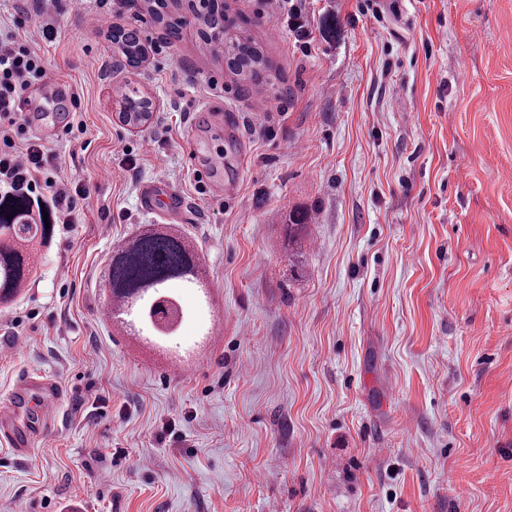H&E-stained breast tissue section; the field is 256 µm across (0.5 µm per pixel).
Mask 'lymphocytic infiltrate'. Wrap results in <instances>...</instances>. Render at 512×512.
Wrapping results in <instances>:
<instances>
[{"instance_id": "lymphocytic-infiltrate-1", "label": "lymphocytic infiltrate", "mask_w": 512, "mask_h": 512, "mask_svg": "<svg viewBox=\"0 0 512 512\" xmlns=\"http://www.w3.org/2000/svg\"><path fill=\"white\" fill-rule=\"evenodd\" d=\"M38 9L39 31L49 41L57 37V17L66 13L78 14L100 27L110 19L103 10H85L84 0H39ZM49 79L40 57L15 33L0 35V190L37 201L50 199L55 223L68 229L82 223L89 187L79 180L59 179L55 152L29 135L19 118L25 91Z\"/></svg>"}]
</instances>
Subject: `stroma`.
Returning a JSON list of instances; mask_svg holds the SVG:
<instances>
[{
  "label": "stroma",
  "instance_id": "obj_1",
  "mask_svg": "<svg viewBox=\"0 0 512 512\" xmlns=\"http://www.w3.org/2000/svg\"><path fill=\"white\" fill-rule=\"evenodd\" d=\"M360 2L304 0L306 53L273 0H224L269 61L256 86L124 0L135 69L77 16L48 42L38 0H0V30L80 98L82 134L46 144L91 190L0 313V402L26 372L63 389L29 457L0 446V506L512 512V0H397L379 22ZM128 84L154 106L137 130ZM152 182L187 219L142 208ZM156 225L205 269L168 338L100 314L114 250Z\"/></svg>",
  "mask_w": 512,
  "mask_h": 512
}]
</instances>
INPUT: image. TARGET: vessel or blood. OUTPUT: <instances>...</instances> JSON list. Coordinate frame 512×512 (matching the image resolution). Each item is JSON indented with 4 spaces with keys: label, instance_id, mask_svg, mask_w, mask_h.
Instances as JSON below:
<instances>
[{
    "label": "vessel or blood",
    "instance_id": "1",
    "mask_svg": "<svg viewBox=\"0 0 512 512\" xmlns=\"http://www.w3.org/2000/svg\"><path fill=\"white\" fill-rule=\"evenodd\" d=\"M58 400L55 381L43 376L22 378L12 397L0 404V439L7 440L16 454L30 455L36 430L55 418Z\"/></svg>",
    "mask_w": 512,
    "mask_h": 512
}]
</instances>
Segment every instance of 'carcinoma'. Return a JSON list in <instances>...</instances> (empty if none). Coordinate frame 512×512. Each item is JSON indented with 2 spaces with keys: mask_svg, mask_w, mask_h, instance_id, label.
I'll use <instances>...</instances> for the list:
<instances>
[{
  "mask_svg": "<svg viewBox=\"0 0 512 512\" xmlns=\"http://www.w3.org/2000/svg\"><path fill=\"white\" fill-rule=\"evenodd\" d=\"M141 8L154 21L165 25L170 39L179 38L183 21L169 15L168 0H142ZM193 19L207 42L224 52L230 66L243 79H261L266 72L261 51L230 34L219 6L194 12ZM112 44L126 66L135 68L142 62L145 45L138 30L113 29ZM121 102L123 111L134 121L151 111L150 101L130 85L121 91ZM29 211L30 202L22 194L0 198V305L13 301L26 286L33 262L26 244L36 239L45 241L53 233L45 222H35ZM199 263L196 250L181 235L155 228L136 235L114 251L109 264L105 287L110 299L117 301L111 317L120 318L127 311L136 314L141 323H150L147 306L154 298H174L176 290L198 286Z\"/></svg>",
  "mask_w": 512,
  "mask_h": 512,
  "instance_id": "cac0c4a2",
  "label": "carcinoma"
}]
</instances>
